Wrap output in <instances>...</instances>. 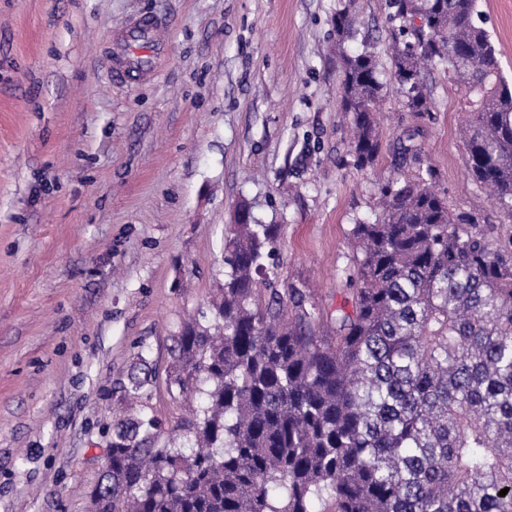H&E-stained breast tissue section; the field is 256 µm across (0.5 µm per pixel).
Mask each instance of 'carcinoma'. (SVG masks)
<instances>
[{
    "label": "carcinoma",
    "instance_id": "carcinoma-1",
    "mask_svg": "<svg viewBox=\"0 0 512 512\" xmlns=\"http://www.w3.org/2000/svg\"><path fill=\"white\" fill-rule=\"evenodd\" d=\"M392 84L365 49L345 59L354 165L373 168L389 90L430 111L429 65L468 96L467 170L512 209V84L478 0H386ZM427 169L378 183L382 213L351 230V307L336 335L302 293L270 287L277 224L232 225L214 324L173 337L170 384L203 401L159 442L147 413L117 421L90 512H512V251L474 234ZM143 357L127 395L152 381ZM509 488L500 497L498 493Z\"/></svg>",
    "mask_w": 512,
    "mask_h": 512
}]
</instances>
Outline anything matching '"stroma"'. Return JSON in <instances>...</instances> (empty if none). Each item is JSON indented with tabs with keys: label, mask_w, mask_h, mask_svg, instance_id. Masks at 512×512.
I'll list each match as a JSON object with an SVG mask.
<instances>
[{
	"label": "stroma",
	"mask_w": 512,
	"mask_h": 512,
	"mask_svg": "<svg viewBox=\"0 0 512 512\" xmlns=\"http://www.w3.org/2000/svg\"><path fill=\"white\" fill-rule=\"evenodd\" d=\"M512 82V0H479ZM351 13L338 37L336 14ZM385 0H0V512H86L115 421L185 416L168 386L172 338L210 318L239 204L276 224L279 291L297 289L333 333L354 224L403 163L399 132L472 230L512 248V212L467 173L463 94L426 71L430 112L388 94L381 154L353 164L343 56L391 71ZM156 19V71L109 68L128 25ZM155 374L121 388L138 357Z\"/></svg>",
	"instance_id": "1"
}]
</instances>
